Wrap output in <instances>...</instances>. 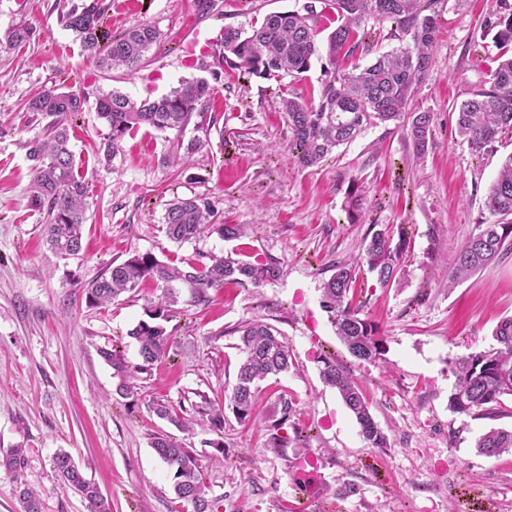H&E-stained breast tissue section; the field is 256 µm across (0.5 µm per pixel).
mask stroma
I'll list each match as a JSON object with an SVG mask.
<instances>
[{"label": "stroma", "mask_w": 512, "mask_h": 512, "mask_svg": "<svg viewBox=\"0 0 512 512\" xmlns=\"http://www.w3.org/2000/svg\"><path fill=\"white\" fill-rule=\"evenodd\" d=\"M103 28L117 35L146 22L161 33L146 67L135 74L99 69L59 22L71 0H0V455L23 448L20 465L0 468V512H24L20 486L39 492L42 512H87L84 500L61 485L52 459L71 454L111 503V512H193L175 498L167 465L151 446L169 433L200 456L210 497L221 512H287L300 497L310 512H461L462 494L478 493L487 512H512V454L486 457L476 439L490 428L512 427V400L494 418L453 412L454 361L490 349L492 333L512 316V252L456 286L448 273L463 241L480 223L512 136L474 151L455 131L453 104L486 79L479 18L490 0H438L441 28L433 61L411 107L433 113L427 151L416 157L402 128L366 127L350 144L309 168L294 164L283 93L312 103L326 78V61L300 79L264 78L219 70L207 103V145L186 163L172 156L174 132L146 127L126 134L111 158L98 148L109 129L96 112L100 91L133 101L168 94L181 80L202 76L198 63L221 52L225 27H249L271 12L301 10L307 0H216L208 14L194 0H109ZM35 35L11 48L14 25ZM84 93L73 119L71 149L89 185L80 258H57L42 241V215L30 212L32 181L25 141L43 134L27 112L43 88ZM364 196L362 223L348 221L351 182ZM214 200L228 224L247 225L245 237L218 234L177 245L163 215L174 197ZM374 224H400L409 241L398 283H358L362 317L383 338L381 361L356 360L337 337L322 306V284L336 265L357 255ZM159 259L260 254L274 259L277 280L261 286L228 284L200 305L179 300L166 329L168 357L134 393L119 383L101 349L137 362L129 332L145 319L153 283L102 308L88 307L80 290L131 252ZM261 320L288 346L287 373L261 382L250 421L224 414V449L206 446L208 426L175 429L150 411L153 400L189 405L197 394L230 393L243 360L239 327ZM351 372L371 402L389 445L373 448L336 389L323 383L321 357ZM292 402L282 418L280 397ZM302 433L307 448H274L272 434ZM314 456L316 473L295 468ZM354 494H345V486Z\"/></svg>", "instance_id": "stroma-1"}]
</instances>
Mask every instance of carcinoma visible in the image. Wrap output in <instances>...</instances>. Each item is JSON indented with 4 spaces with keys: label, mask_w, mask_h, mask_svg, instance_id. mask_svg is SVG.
Masks as SVG:
<instances>
[{
    "label": "carcinoma",
    "mask_w": 512,
    "mask_h": 512,
    "mask_svg": "<svg viewBox=\"0 0 512 512\" xmlns=\"http://www.w3.org/2000/svg\"><path fill=\"white\" fill-rule=\"evenodd\" d=\"M437 0H336L339 23L330 33L325 48H320L314 32L318 13L313 5L303 11L271 12L260 24L224 29L217 64L245 69L249 74L277 77L285 73L298 78L308 72L315 59L326 58L332 67L330 78L320 89L317 105H308L295 97L282 98L291 134L290 150L296 164L310 167L319 163L337 147L352 142L366 127L395 122L404 127L417 157L424 156L434 116L413 112L411 103L421 89L432 65V49L439 34V19L432 6ZM107 5L103 0H80L60 15V23L72 31L101 69L124 68L135 72L143 67L145 54L160 41L161 33L149 25L134 26L117 36L99 32ZM373 22L395 24L392 36L411 43L379 54L365 66L348 72L337 69L339 58L350 56L365 45L371 31L358 29ZM482 37L492 36L497 49L489 58L487 81L471 98L455 108V129L471 147L481 151L512 133V5L495 0L480 21ZM215 87L204 77L186 80L169 94L140 103L115 91L100 94L95 101L98 116L109 126L103 156L114 155L130 131L145 126L157 131H176L181 138L188 126H205L204 103ZM86 104L83 94L45 89L31 97L26 111L45 121L44 134L28 143L27 157L32 171L29 209L43 214V239L58 258H75L82 251L83 225L86 223L87 184L70 149L68 117L81 112ZM346 212L351 223L363 217L360 187H352L346 196ZM486 208L497 217L493 224H480L459 248L449 282L460 281L482 269L512 249V154L507 157L490 186ZM166 237L179 245L206 233L216 232L226 240L241 237L245 224H226L214 201L207 197L176 198L163 216ZM403 226L387 224L371 229L361 252L351 263L336 265L323 282L322 305L335 327L336 335L358 360L377 361L383 355V339L374 324L360 317L349 293L361 269L372 274L386 287L395 282L407 240ZM279 275L277 263L257 256L233 259L229 256H197L174 263L161 261L151 253H133L127 259L106 267L95 280L81 285L86 304L102 307L140 285L152 281L162 294L148 301V319L141 320L128 333L139 346L140 363L129 365L116 350L101 351L102 358L119 377L121 393H130L141 375L151 372L169 354L170 335L163 322L169 307L177 302L179 289L189 292L193 305L207 301L208 290L224 282L259 287ZM496 346L472 353L454 363L456 377L448 404L452 411L465 415L497 417L504 398L512 397V317L503 319L493 332ZM242 351L235 383L228 395L234 416L241 422L253 412L258 383L285 373L291 366L288 347L279 340L271 325L255 321L242 330ZM320 371L325 384L337 389L344 405L359 425L360 432L373 448L388 445L386 435L375 422L369 401L350 372L325 358ZM191 408H174L154 401L150 410L161 419L186 429L199 419L215 433L223 432L224 415L220 404L206 394ZM159 458L167 465L175 496L192 505L194 512H220V501L208 497L201 459L169 435H156L152 442ZM475 448L487 457L512 453V429L492 428L476 442ZM53 469L65 486L86 503L88 512H111V505L95 482L88 479L71 456L60 452L53 458Z\"/></svg>",
    "instance_id": "carcinoma-1"
}]
</instances>
